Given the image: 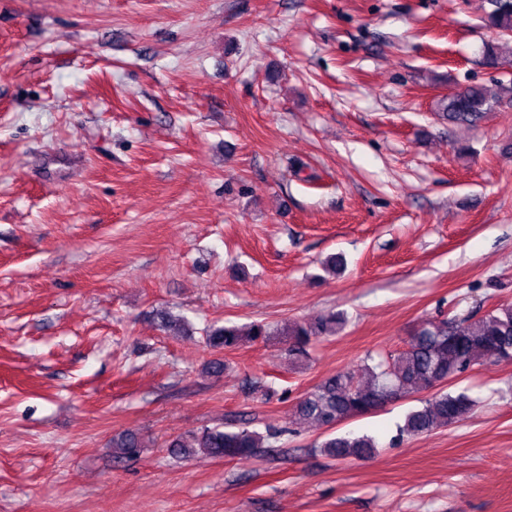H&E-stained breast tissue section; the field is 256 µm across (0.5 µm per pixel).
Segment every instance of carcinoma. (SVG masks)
I'll return each instance as SVG.
<instances>
[{
    "instance_id": "1",
    "label": "carcinoma",
    "mask_w": 512,
    "mask_h": 512,
    "mask_svg": "<svg viewBox=\"0 0 512 512\" xmlns=\"http://www.w3.org/2000/svg\"><path fill=\"white\" fill-rule=\"evenodd\" d=\"M486 25L500 36L512 37V0H487ZM512 105V86L475 84L450 92L435 101V110L448 122L473 126L487 113ZM347 319L344 313L330 312L281 326L255 322L244 331L236 325L213 326L206 330L207 343L226 351L241 342L286 337L285 355L299 360L308 355L312 341L336 335ZM512 360V304H501L472 321L456 316L426 320L411 333L407 348L384 357L366 356L355 371L338 372L321 380L296 405L298 419L331 429L339 422L361 416L400 400L410 389L429 392L423 406L406 415L400 435L418 436L438 427L468 418L477 400L467 391L450 392L446 386L484 359ZM285 430L267 428L260 433L242 422L234 427L213 426L167 443L169 453L179 459L198 455L244 459L282 435ZM144 443L137 434L126 432L113 442L120 459L140 454ZM323 452L336 459H369L375 441L367 436H334L320 444Z\"/></svg>"
}]
</instances>
